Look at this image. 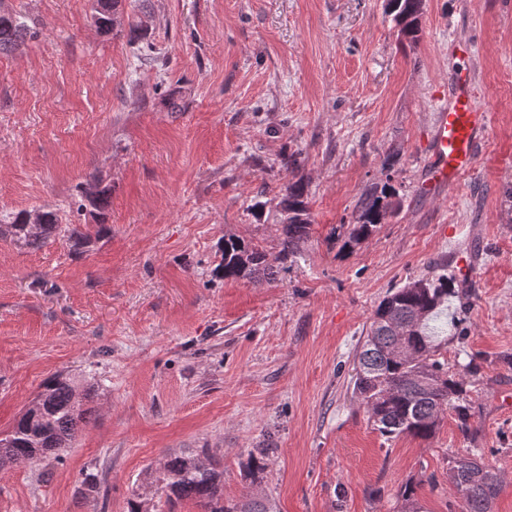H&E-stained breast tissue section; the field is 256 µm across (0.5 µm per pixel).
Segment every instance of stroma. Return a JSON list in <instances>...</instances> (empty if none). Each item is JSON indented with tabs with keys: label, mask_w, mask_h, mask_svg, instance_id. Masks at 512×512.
<instances>
[{
	"label": "stroma",
	"mask_w": 512,
	"mask_h": 512,
	"mask_svg": "<svg viewBox=\"0 0 512 512\" xmlns=\"http://www.w3.org/2000/svg\"><path fill=\"white\" fill-rule=\"evenodd\" d=\"M123 8L104 34L91 0H0L36 31L0 54V214L50 207L93 234L79 249L0 239V433L58 373L92 409L72 448L0 468V512H128L133 490L153 495L147 465L202 451L225 496L276 512H398L410 481L425 512H461L448 461L471 450L503 480L493 512H512V0H426L414 42L387 0ZM143 43L163 68L140 65ZM460 65L490 121L474 169L431 196L424 149ZM96 179L111 195L100 237L80 193ZM299 179L314 223L296 262L272 281L217 275L228 234L276 259L280 226L255 193ZM385 182L398 211L342 249L341 225ZM460 249L475 273L434 328L449 371L478 366L471 429L448 413L430 439H386L352 394L356 350L389 289ZM252 448L270 451L254 485Z\"/></svg>",
	"instance_id": "1"
}]
</instances>
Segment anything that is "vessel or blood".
Wrapping results in <instances>:
<instances>
[{
	"label": "vessel or blood",
	"mask_w": 512,
	"mask_h": 512,
	"mask_svg": "<svg viewBox=\"0 0 512 512\" xmlns=\"http://www.w3.org/2000/svg\"><path fill=\"white\" fill-rule=\"evenodd\" d=\"M489 114L480 103L470 71H452L448 89L434 112L425 167L427 193L455 186L475 166L477 145L488 126Z\"/></svg>",
	"instance_id": "vessel-or-blood-1"
}]
</instances>
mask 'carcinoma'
Listing matches in <instances>:
<instances>
[{
    "label": "carcinoma",
    "mask_w": 512,
    "mask_h": 512,
    "mask_svg": "<svg viewBox=\"0 0 512 512\" xmlns=\"http://www.w3.org/2000/svg\"><path fill=\"white\" fill-rule=\"evenodd\" d=\"M122 0H92V17L97 29L108 34L120 18ZM425 0H388V12L400 33L414 41ZM34 31L19 14L0 13V54L16 50ZM83 194L95 212V236L105 231L110 194L96 181L83 187ZM280 214L282 248L277 260L285 266L295 262L308 240L313 219L305 198V183L289 182L275 196ZM399 209L396 190L385 183L365 192L356 207L351 224L343 232V246L353 247L366 240ZM9 236L16 244L38 248L51 237H67L82 246L91 234L62 223L50 208L21 210L3 216L0 237ZM224 278L275 279L276 270L258 245L234 235L224 237ZM461 287L457 278L437 273L414 279L391 289L376 306L367 335L357 354L353 394L364 406L373 428L387 438L408 435L432 437L447 411L455 413L462 430L470 427L471 407L466 403V377L448 370L438 358L441 345L428 331V321ZM72 381L57 374L45 381L43 391L16 420L12 430L0 438V466L30 463L56 455L69 446L86 422L91 409L84 407ZM267 449L248 452L244 468L254 477L264 471ZM448 477L465 502V512H491L502 490L495 468L476 453L457 456L449 462ZM224 472L208 459L181 453L160 465H148L141 483L153 487L157 499L133 494L128 512H164L178 501H190L200 512H274L270 500L244 495L224 504ZM400 512H422L415 483L409 482L397 493Z\"/></svg>",
    "instance_id": "obj_1"
}]
</instances>
